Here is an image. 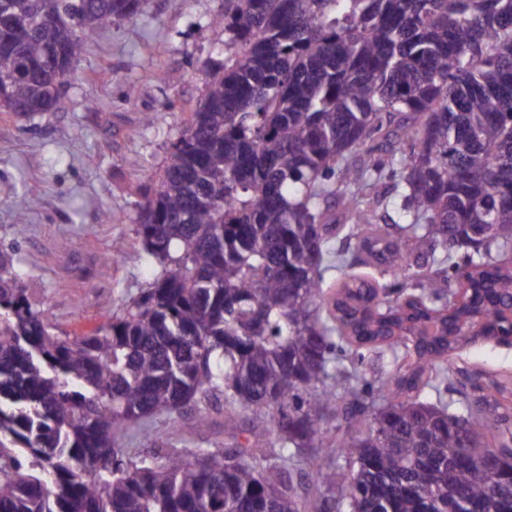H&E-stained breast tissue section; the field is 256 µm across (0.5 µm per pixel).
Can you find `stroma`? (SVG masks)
Here are the masks:
<instances>
[{
  "label": "stroma",
  "mask_w": 512,
  "mask_h": 512,
  "mask_svg": "<svg viewBox=\"0 0 512 512\" xmlns=\"http://www.w3.org/2000/svg\"><path fill=\"white\" fill-rule=\"evenodd\" d=\"M224 0H142L86 47L54 111L0 114V258L33 308L57 331L88 336L155 278L139 259L136 218L153 195L192 105L206 93L205 71L224 63ZM158 114L144 125L145 114ZM27 200V221L13 202ZM110 212L111 223L99 221ZM455 384L498 383L512 392V341L477 340L451 356ZM197 409L153 425L178 448L222 439L191 429Z\"/></svg>",
  "instance_id": "35a3bbf8"
}]
</instances>
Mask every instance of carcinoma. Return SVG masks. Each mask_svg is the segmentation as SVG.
Returning <instances> with one entry per match:
<instances>
[{
    "mask_svg": "<svg viewBox=\"0 0 512 512\" xmlns=\"http://www.w3.org/2000/svg\"><path fill=\"white\" fill-rule=\"evenodd\" d=\"M140 4L0 0V111H52L86 43ZM216 23L224 67L137 217L151 287L71 340L0 261V512H303L304 464L314 512H508L512 482L482 460L501 406L462 392L450 414L444 393L466 342L448 244L481 240L470 287L512 298V0H224ZM355 261L411 292L343 277ZM376 346L412 365L359 388L353 355ZM218 401L229 443L117 448Z\"/></svg>",
    "mask_w": 512,
    "mask_h": 512,
    "instance_id": "cac0c4a2",
    "label": "carcinoma"
}]
</instances>
